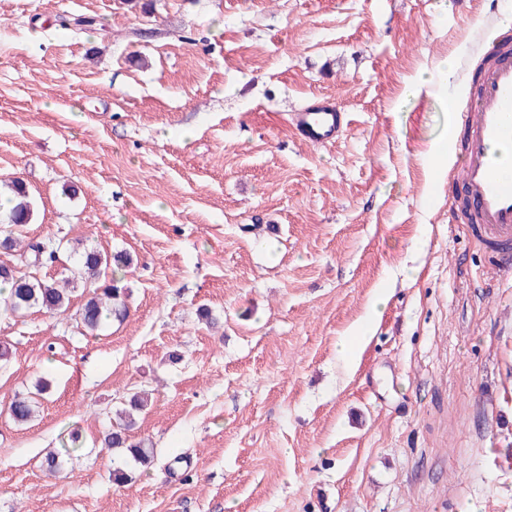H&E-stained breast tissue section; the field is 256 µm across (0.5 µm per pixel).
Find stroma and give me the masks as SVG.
<instances>
[{"instance_id":"stroma-1","label":"stroma","mask_w":512,"mask_h":512,"mask_svg":"<svg viewBox=\"0 0 512 512\" xmlns=\"http://www.w3.org/2000/svg\"><path fill=\"white\" fill-rule=\"evenodd\" d=\"M506 9L0 0V181L28 190L25 242L61 246L39 277L86 241L132 259L127 315L99 335L76 327L84 287L0 318V512H512V270L450 222L428 153ZM315 97L344 109L334 144L290 126ZM143 390L130 436L155 460L116 484L129 464L101 439ZM49 386L50 382L47 379H40L35 385L36 392L15 394L7 407L9 418L18 425L29 422L35 414L38 397L46 394Z\"/></svg>"}]
</instances>
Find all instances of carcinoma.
Returning a JSON list of instances; mask_svg holds the SVG:
<instances>
[{"instance_id": "carcinoma-1", "label": "carcinoma", "mask_w": 512, "mask_h": 512, "mask_svg": "<svg viewBox=\"0 0 512 512\" xmlns=\"http://www.w3.org/2000/svg\"><path fill=\"white\" fill-rule=\"evenodd\" d=\"M8 188L17 203L10 209L8 224L0 229V249L17 254V261L11 265H0V283L9 285L8 292L0 291V314L17 315L31 309L47 312L66 310L71 304L73 289L69 285L72 281L67 279L60 284L52 278L37 277L43 259H55L58 248L22 245L21 229L30 223L34 210L22 183L13 181ZM129 263V258L121 254L112 255L95 245L83 247L78 254V275L96 287L78 311V328L93 334L108 322L125 316L124 289L119 286V280L114 277L107 280L105 276L111 266ZM49 386L48 380L40 379L35 391L14 395L7 407L9 418L18 425L29 422L35 414L38 397L46 394ZM126 431L125 427L109 431L104 438L105 445L127 452L141 466L154 461V449L141 443H127Z\"/></svg>"}]
</instances>
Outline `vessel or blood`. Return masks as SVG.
Returning a JSON list of instances; mask_svg holds the SVG:
<instances>
[{
	"instance_id": "1",
	"label": "vessel or blood",
	"mask_w": 512,
	"mask_h": 512,
	"mask_svg": "<svg viewBox=\"0 0 512 512\" xmlns=\"http://www.w3.org/2000/svg\"><path fill=\"white\" fill-rule=\"evenodd\" d=\"M453 129L465 132L464 160L453 183L468 205L454 208L457 222L480 225L482 239L496 256V268L512 266V47L502 38L488 46L479 87L466 106H453ZM290 123L304 143L328 144L343 128V112L316 98L293 112Z\"/></svg>"
}]
</instances>
